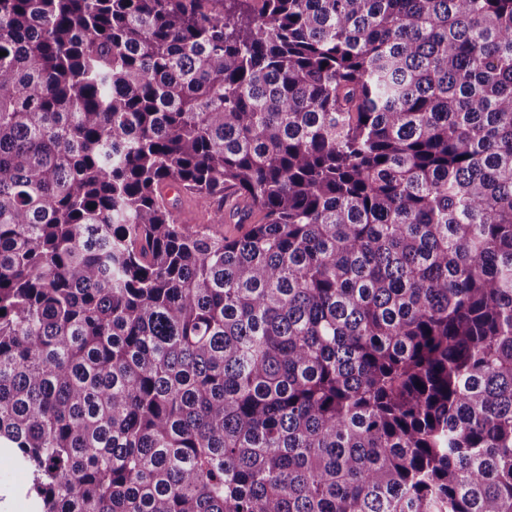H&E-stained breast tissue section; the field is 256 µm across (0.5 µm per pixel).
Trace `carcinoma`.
Listing matches in <instances>:
<instances>
[{
    "mask_svg": "<svg viewBox=\"0 0 512 512\" xmlns=\"http://www.w3.org/2000/svg\"><path fill=\"white\" fill-rule=\"evenodd\" d=\"M0 51L30 512H512V0H0Z\"/></svg>",
    "mask_w": 512,
    "mask_h": 512,
    "instance_id": "obj_1",
    "label": "carcinoma"
}]
</instances>
